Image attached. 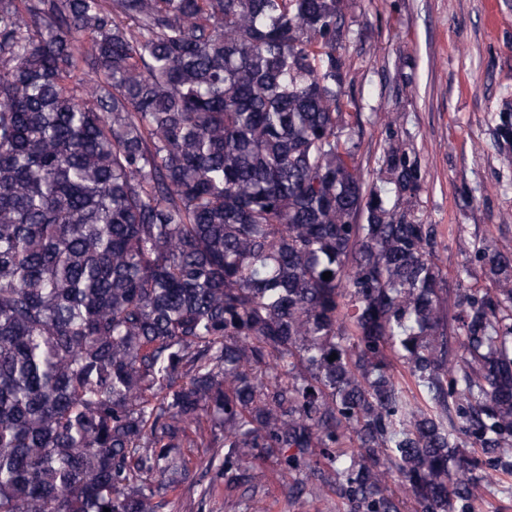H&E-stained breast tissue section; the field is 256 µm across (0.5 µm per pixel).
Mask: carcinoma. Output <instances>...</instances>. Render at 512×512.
<instances>
[{"label":"carcinoma","mask_w":512,"mask_h":512,"mask_svg":"<svg viewBox=\"0 0 512 512\" xmlns=\"http://www.w3.org/2000/svg\"><path fill=\"white\" fill-rule=\"evenodd\" d=\"M338 3L0 0V512H215L264 453L299 512H455L512 464V252L447 313Z\"/></svg>","instance_id":"carcinoma-1"}]
</instances>
